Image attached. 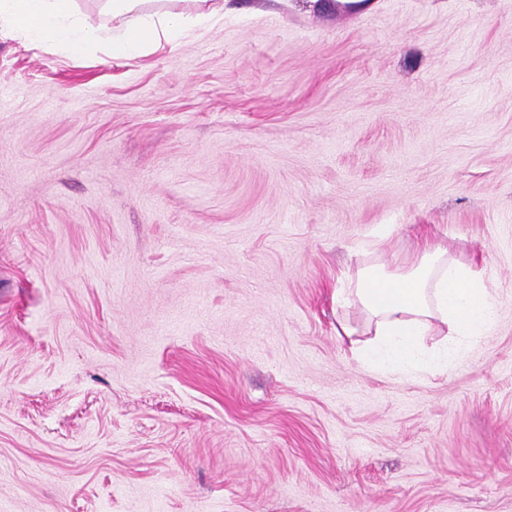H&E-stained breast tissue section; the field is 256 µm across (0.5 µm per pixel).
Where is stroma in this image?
<instances>
[{
    "label": "stroma",
    "instance_id": "1",
    "mask_svg": "<svg viewBox=\"0 0 512 512\" xmlns=\"http://www.w3.org/2000/svg\"><path fill=\"white\" fill-rule=\"evenodd\" d=\"M496 328L349 359L382 233ZM0 512H512V0H224L174 48L0 33Z\"/></svg>",
    "mask_w": 512,
    "mask_h": 512
}]
</instances>
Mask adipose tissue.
I'll list each match as a JSON object with an SVG mask.
<instances>
[{"label": "adipose tissue", "mask_w": 512, "mask_h": 512, "mask_svg": "<svg viewBox=\"0 0 512 512\" xmlns=\"http://www.w3.org/2000/svg\"><path fill=\"white\" fill-rule=\"evenodd\" d=\"M103 0L112 25L91 26L74 0H0V30L23 41L76 54L91 43L113 55L137 58L176 45L188 32L204 31L220 18L222 0ZM336 303L359 307L368 340L352 345V357L371 370L432 375L444 368L462 343L484 342L496 311L483 273L474 262L449 255L446 247L423 241L417 251L392 265H362L338 289ZM445 337L435 347L425 339Z\"/></svg>", "instance_id": "obj_1"}]
</instances>
